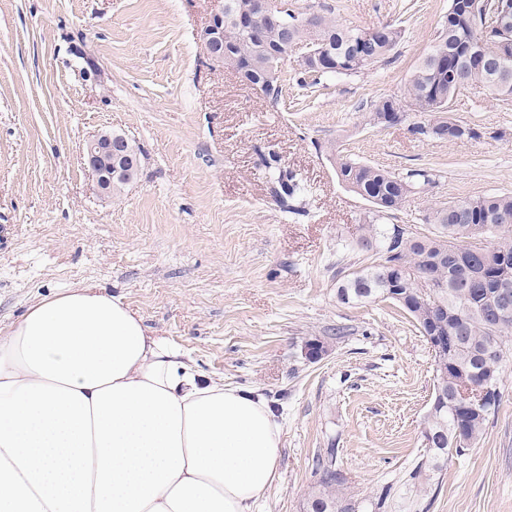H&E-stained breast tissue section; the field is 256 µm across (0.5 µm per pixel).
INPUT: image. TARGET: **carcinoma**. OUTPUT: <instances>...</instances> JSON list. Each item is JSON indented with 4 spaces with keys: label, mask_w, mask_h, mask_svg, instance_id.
Returning <instances> with one entry per match:
<instances>
[{
    "label": "carcinoma",
    "mask_w": 512,
    "mask_h": 512,
    "mask_svg": "<svg viewBox=\"0 0 512 512\" xmlns=\"http://www.w3.org/2000/svg\"><path fill=\"white\" fill-rule=\"evenodd\" d=\"M261 0H224V44L211 49L224 57L250 84L278 101L282 93L281 64L297 44L329 52L308 61L304 74L318 82L331 75H353L389 58L404 30L394 23L360 29L324 14L300 25L287 17L262 14ZM473 11L448 8L437 35L421 63L411 73L405 97L420 120L410 131L418 139L450 142L480 137L479 131L453 118L448 104L463 84H482L491 94L512 96V54L502 56L501 33L483 28V0H472ZM369 35L366 56L355 59L356 46ZM467 42L476 51L462 56L457 47ZM400 99L382 98L372 112L388 127L408 119ZM134 165L113 181L112 191L138 178L142 152L125 145ZM336 175L350 191L372 204L359 220L354 248L377 255L371 264L339 279L337 297L343 303L390 301L414 320L422 335L429 327L448 336V354L434 360L436 385L423 420L427 451L409 472L416 500L434 499V475L450 453L465 452L480 440L502 400L501 363L512 351V195H478L442 202L423 217L433 231L400 236L386 224L415 194L426 193L435 181L427 170L399 175L339 153ZM274 195L285 211L298 214L305 184L286 167H273ZM494 387L480 408L461 396L465 383ZM319 493L312 512H363L364 501L347 491V477L336 467L335 449L315 463Z\"/></svg>",
    "instance_id": "1"
}]
</instances>
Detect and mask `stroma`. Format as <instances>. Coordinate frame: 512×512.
Wrapping results in <instances>:
<instances>
[{"label": "stroma", "instance_id": "stroma-1", "mask_svg": "<svg viewBox=\"0 0 512 512\" xmlns=\"http://www.w3.org/2000/svg\"><path fill=\"white\" fill-rule=\"evenodd\" d=\"M224 0H0V334L36 299L93 282L123 296L206 375L262 394L283 427L280 478L255 512H309L313 461L333 448L367 500L423 454L434 383L430 346L387 301L344 304L337 273L374 260L353 248L369 202L336 177L329 148L435 186L391 217L457 197L512 194V97L479 86L452 102L479 139L420 140L409 123L374 128L373 101L403 97L450 0H288L368 29L399 22L389 63L299 86L289 58L278 101L212 64L198 40ZM143 151L138 179L99 195L82 153L102 132ZM309 185L282 212L262 154ZM349 327L344 341L328 337ZM327 352L311 361L307 341ZM499 411L438 472L429 512H512V354Z\"/></svg>", "mask_w": 512, "mask_h": 512}]
</instances>
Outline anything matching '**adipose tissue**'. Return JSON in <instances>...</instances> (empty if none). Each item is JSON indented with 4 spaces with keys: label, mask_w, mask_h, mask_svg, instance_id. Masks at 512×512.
Listing matches in <instances>:
<instances>
[{
    "label": "adipose tissue",
    "mask_w": 512,
    "mask_h": 512,
    "mask_svg": "<svg viewBox=\"0 0 512 512\" xmlns=\"http://www.w3.org/2000/svg\"><path fill=\"white\" fill-rule=\"evenodd\" d=\"M281 444L262 395L199 373L99 285L0 336V512H253Z\"/></svg>",
    "instance_id": "ef3b65f1"
}]
</instances>
